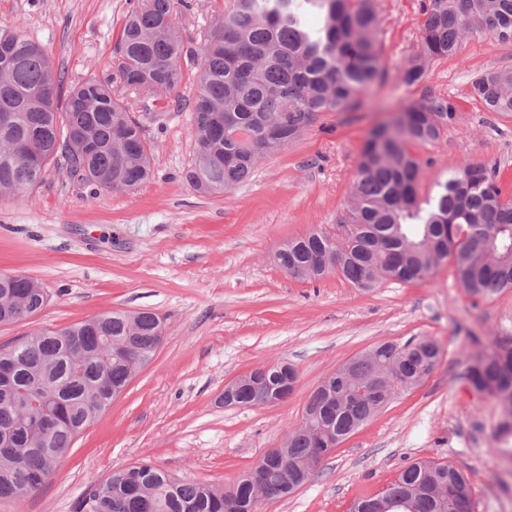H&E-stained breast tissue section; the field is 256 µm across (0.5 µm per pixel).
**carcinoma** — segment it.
<instances>
[{
    "label": "carcinoma",
    "mask_w": 512,
    "mask_h": 512,
    "mask_svg": "<svg viewBox=\"0 0 512 512\" xmlns=\"http://www.w3.org/2000/svg\"><path fill=\"white\" fill-rule=\"evenodd\" d=\"M322 20L312 27L307 17ZM420 44L401 80H422L434 60L451 58L462 40L489 35L512 41V0H422ZM377 0H230L207 43L195 50L177 27L174 0H142L125 17L112 78H83L63 91L45 50L19 28H0V196L24 198L48 167L63 159L69 176L114 192H129L152 171V148L132 106L112 86L135 96L169 95L194 63L191 105L194 154L183 173L201 194L246 182L257 162L293 142L323 112H348L381 76ZM471 97L490 112L512 114V70L486 72ZM453 99L425 95L376 126L361 151L342 234L320 231L289 240L275 254L294 278L321 277L333 254L337 273L370 289L383 280L430 278L453 265L466 293L489 298L512 288V198L496 169L464 164L418 200L425 169L412 144H429L454 125ZM48 294L34 278L0 277V326L38 315ZM162 319L149 311H110L85 321L31 333L0 349V500L21 501L58 471L78 433L122 392L140 359H152ZM441 358L429 337L375 346V362L356 359L351 374L336 371L310 396L301 424L288 434L286 464L266 480L279 486L311 479L343 440L402 392L420 385ZM467 379L512 394V337L472 357ZM297 372L269 368L253 405L289 393ZM224 489L169 482L140 462L89 485L78 512H233ZM474 512L472 489L447 462L419 460L380 494L356 500L350 512Z\"/></svg>",
    "instance_id": "obj_1"
}]
</instances>
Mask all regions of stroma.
Masks as SVG:
<instances>
[{"instance_id": "35a3bbf8", "label": "stroma", "mask_w": 512, "mask_h": 512, "mask_svg": "<svg viewBox=\"0 0 512 512\" xmlns=\"http://www.w3.org/2000/svg\"><path fill=\"white\" fill-rule=\"evenodd\" d=\"M137 3L0 0V28H21L44 47L68 86L111 76L124 19ZM190 3L176 22L197 46L226 2ZM378 10L383 77L362 94V106L322 113L230 191L204 197L183 178L194 150L188 83L176 96L133 102L146 117L154 169L137 191L96 190L55 164L24 199L0 198V273L35 278L49 294L37 316L0 326V346L115 309L155 312L166 327L151 362L77 437L53 478L23 501L0 500V512H76L91 483L142 461L182 481L232 485L281 446L336 368L413 336L440 344L432 373L340 443L301 490L261 502L259 512H349L418 459L462 471L475 512H512V437L497 433V400L466 378L470 356L512 336V289L473 299L445 263L428 280H388L368 292L337 274L292 278L275 262L288 239L336 233L369 131L423 95L454 98L460 112L439 140L413 148L427 163L420 198L464 161L497 166L512 179V114L486 111L468 95L479 75L512 70V43L468 37L455 56L433 61L421 82L407 85L400 76L418 49L420 0H378ZM178 98L185 107H175ZM281 360L299 372L287 399L224 406L228 383Z\"/></svg>"}]
</instances>
